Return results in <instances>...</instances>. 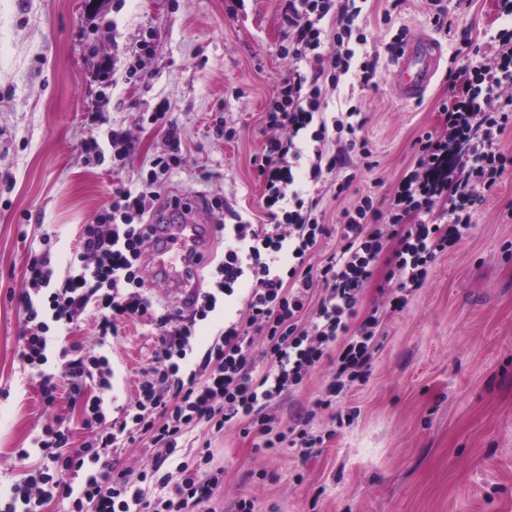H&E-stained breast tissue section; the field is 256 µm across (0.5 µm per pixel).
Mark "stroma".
<instances>
[{"label":"stroma","instance_id":"35a3bbf8","mask_svg":"<svg viewBox=\"0 0 512 512\" xmlns=\"http://www.w3.org/2000/svg\"><path fill=\"white\" fill-rule=\"evenodd\" d=\"M444 2L448 28L439 31L427 0H364L367 43L354 61L373 63L374 84L356 89L350 73L323 86L321 100L331 112L348 101L360 106L377 165L342 194L326 181V224L369 192L389 206L415 139L437 124L457 50L467 40L487 46L512 26L504 0ZM287 17L288 0H0V498L39 466L37 456L21 460L17 451L47 425L61 419L74 443L87 437L66 384L46 406L20 357L31 247L50 237L51 265L64 272L113 185L137 184L164 151L162 133L142 121L164 103L184 151L162 201L191 203L199 223L215 225L221 213L203 203L217 194L227 209L267 223L253 159L265 105L294 66L280 53ZM421 29L436 33L445 52L425 98L407 103L393 88L390 48L396 35ZM132 66L138 77L129 76ZM220 120L234 129L232 140L217 138ZM97 122L136 138L124 167L87 154ZM472 223L404 310L390 314L366 382L316 408L332 371L325 365L264 408L280 427L308 420L322 439L310 457L263 451L262 437L239 426L215 433L190 425L183 453L209 446V471L224 472L223 512H238L243 498L254 512H512V173ZM75 342L102 349L113 371L112 406L129 405L156 349L150 327L126 322L101 345L94 318H86L72 335L53 337L49 367Z\"/></svg>","mask_w":512,"mask_h":512}]
</instances>
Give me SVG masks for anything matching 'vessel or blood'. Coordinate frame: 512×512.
I'll return each mask as SVG.
<instances>
[{"label": "vessel or blood", "instance_id": "vessel-or-blood-1", "mask_svg": "<svg viewBox=\"0 0 512 512\" xmlns=\"http://www.w3.org/2000/svg\"><path fill=\"white\" fill-rule=\"evenodd\" d=\"M443 55L440 41L420 33L398 41L392 48L395 86L402 100L419 101L427 91ZM178 220V237L182 251L172 254L171 244L165 243L160 233H153L149 241L157 257L156 274L176 288L190 287L195 277L194 258L206 248L213 227L195 221V212L186 205L169 206L155 215V222Z\"/></svg>", "mask_w": 512, "mask_h": 512}]
</instances>
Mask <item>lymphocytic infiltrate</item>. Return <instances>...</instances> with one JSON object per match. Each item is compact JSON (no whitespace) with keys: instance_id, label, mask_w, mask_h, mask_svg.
Masks as SVG:
<instances>
[{"instance_id":"f902f5d3","label":"lymphocytic infiltrate","mask_w":512,"mask_h":512,"mask_svg":"<svg viewBox=\"0 0 512 512\" xmlns=\"http://www.w3.org/2000/svg\"><path fill=\"white\" fill-rule=\"evenodd\" d=\"M361 12L355 0L293 5L282 53L295 67L267 104V136L253 160L269 221L255 224L238 214L224 225V255L210 270L211 287L194 295L190 312L156 313L144 292L145 234L160 199L157 187L181 161V130L167 106L147 118L164 132L166 150L152 160L146 188L113 187L109 211L83 226L63 274L55 273L46 252L31 253L29 288L21 297L20 356L38 371L45 405L55 403L58 379L66 380L71 399L83 403L89 435L73 445L69 426L59 421L34 439L32 449H19L21 459L38 452L42 465L13 485L0 512H41L52 500L69 501L70 512H217L223 474L199 477L200 466L211 460L209 449H199L195 463L182 459L181 441L191 423L219 432L244 421L263 437L266 449L279 445L305 458L318 445L305 422L277 432L262 409L326 362L333 371L318 406L331 407L348 385L367 380L388 315L403 310L407 294L424 286L430 264L462 241L472 227L473 207L512 169V153L501 144L512 128V29L502 30L481 65L449 73L450 102L441 108L438 127L416 139L413 161L389 209L364 195L341 211L331 229L309 187L336 174L341 194L357 178L350 170L353 157L362 158L365 169L374 167L360 108L328 117L321 101V82L338 85L351 69L355 45L365 42L356 33ZM331 13L336 30L330 35L322 22ZM302 61L310 72L299 69ZM331 139L336 148L330 152L325 145ZM301 168L309 187L298 192L292 185ZM331 235L338 238L335 251L312 264L311 255ZM388 250L395 288L383 302L363 307L366 286ZM244 281L249 289L235 318L194 355L196 322ZM89 316L103 339L131 320L146 322L156 336L137 398L119 420L105 413L112 388L106 356L74 343L59 375L42 370L49 331L72 333ZM92 382L98 387L94 394L88 390ZM137 440L146 441L161 461L175 462L180 482H173V473L150 476L151 483L169 489V499L150 497L117 472V448Z\"/></svg>"}]
</instances>
